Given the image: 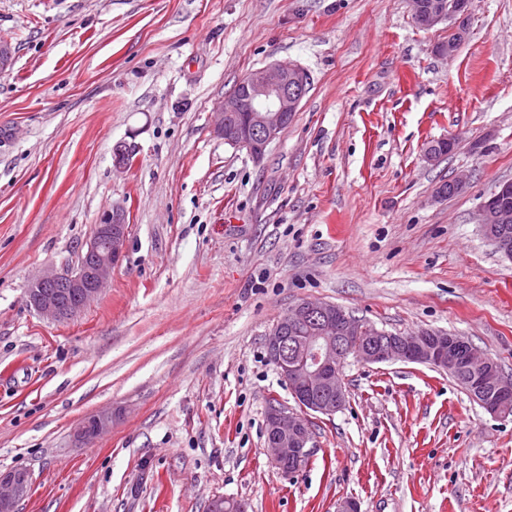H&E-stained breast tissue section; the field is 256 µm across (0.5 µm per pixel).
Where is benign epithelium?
I'll use <instances>...</instances> for the list:
<instances>
[{"instance_id": "obj_1", "label": "benign epithelium", "mask_w": 512, "mask_h": 512, "mask_svg": "<svg viewBox=\"0 0 512 512\" xmlns=\"http://www.w3.org/2000/svg\"><path fill=\"white\" fill-rule=\"evenodd\" d=\"M414 18L424 28L468 13L472 0H412ZM310 79L304 69L274 63L257 69L216 107L214 130L224 142L244 149L256 161L299 111ZM512 197V180L500 183L477 213L485 238L494 248L512 256L508 233L512 210L505 200ZM129 225L120 207L104 213L94 226L86 248L76 264L40 276L27 288V302L42 316L57 322L74 317L94 301L121 262ZM315 323L314 336H286L285 328ZM358 318L340 307L319 300H303L289 309L281 324L265 342L268 359L305 411L334 415L345 403L341 368L348 358L368 363L410 362L427 364L448 373L467 371L471 396L493 416H503L512 406V376L505 375L491 358L466 346L458 337L435 330H418L389 336L379 330L365 336ZM112 427V412L98 411L83 419L76 440L88 444ZM266 444L279 468L301 462L308 455L312 435L307 421L294 411L272 406L266 412ZM30 474L25 470L0 471V512H16L26 496Z\"/></svg>"}]
</instances>
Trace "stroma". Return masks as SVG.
Returning <instances> with one entry per match:
<instances>
[{
  "mask_svg": "<svg viewBox=\"0 0 512 512\" xmlns=\"http://www.w3.org/2000/svg\"><path fill=\"white\" fill-rule=\"evenodd\" d=\"M0 40V470L32 477L17 512H512V416L426 365L348 359L346 403L311 414L296 473L264 432L270 402L296 408L265 340L305 299L465 336L512 375V261L476 222L512 180V0L431 29L410 0H0ZM273 62L310 88L256 161L213 112ZM461 174L465 193L436 198ZM115 206L129 238L107 288L70 320L38 314L30 282ZM100 410L111 428L77 445Z\"/></svg>",
  "mask_w": 512,
  "mask_h": 512,
  "instance_id": "obj_1",
  "label": "stroma"
}]
</instances>
